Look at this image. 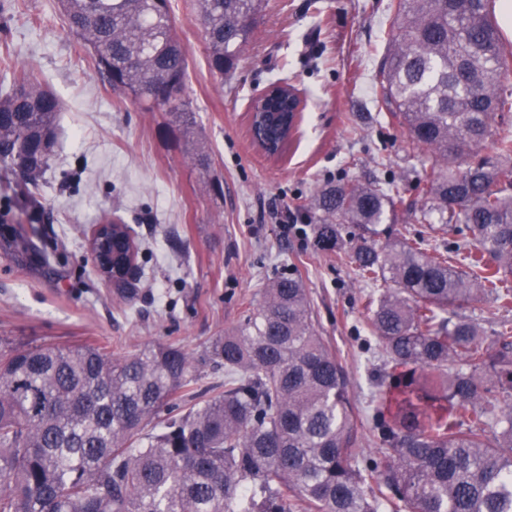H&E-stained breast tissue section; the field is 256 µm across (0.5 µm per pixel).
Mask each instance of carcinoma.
Wrapping results in <instances>:
<instances>
[{"label":"carcinoma","mask_w":512,"mask_h":512,"mask_svg":"<svg viewBox=\"0 0 512 512\" xmlns=\"http://www.w3.org/2000/svg\"><path fill=\"white\" fill-rule=\"evenodd\" d=\"M490 2L397 0L376 74L385 110L432 156L415 221L464 225L474 250L462 266L421 237H384L405 204L393 184L318 194V237L347 236L344 260L383 284L367 303L385 366L381 455L364 458L346 371L290 273L212 341L222 391L200 384L176 344L128 357L94 344L0 350V512H512V322L489 339L463 313L481 301L512 309V91ZM261 5L196 0L212 73L233 68ZM60 8L113 89L189 124L170 0ZM276 102L287 124L274 112L254 123L284 151L295 115L288 96ZM60 111L29 71L0 95V167L23 195L49 166ZM136 256L127 225H112V269Z\"/></svg>","instance_id":"obj_1"}]
</instances>
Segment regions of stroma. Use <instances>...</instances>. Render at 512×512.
I'll return each instance as SVG.
<instances>
[{"label": "stroma", "mask_w": 512, "mask_h": 512, "mask_svg": "<svg viewBox=\"0 0 512 512\" xmlns=\"http://www.w3.org/2000/svg\"><path fill=\"white\" fill-rule=\"evenodd\" d=\"M393 0H265L232 74L210 72L195 0H171L188 50L191 129L149 112L97 73L58 0H0V94L29 69L60 99L58 141L33 197L12 199L0 170V347L94 343L128 356L176 342L194 361L237 326L272 281L295 271L315 326L340 357L359 414L365 456L377 454L373 417L384 373L367 329V297L343 243L315 232L318 191L356 179L389 181L420 205L413 185L429 160L381 112L375 71L393 31ZM306 106L281 158L249 135L254 96L279 82ZM127 224L139 282L112 288L88 249L95 224ZM295 224L283 233L281 219ZM391 236L426 248H468L456 230L430 231L399 210Z\"/></svg>", "instance_id": "obj_1"}]
</instances>
